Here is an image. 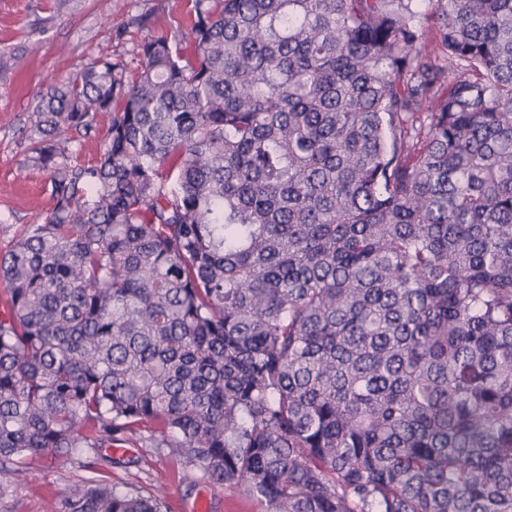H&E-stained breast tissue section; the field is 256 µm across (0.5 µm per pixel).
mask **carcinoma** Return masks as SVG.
<instances>
[{
    "label": "carcinoma",
    "mask_w": 512,
    "mask_h": 512,
    "mask_svg": "<svg viewBox=\"0 0 512 512\" xmlns=\"http://www.w3.org/2000/svg\"><path fill=\"white\" fill-rule=\"evenodd\" d=\"M421 2L194 0L135 80L50 83L52 204L0 255L16 475L147 425L266 512H512V0Z\"/></svg>",
    "instance_id": "carcinoma-1"
}]
</instances>
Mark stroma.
<instances>
[{"instance_id":"35a3bbf8","label":"stroma","mask_w":512,"mask_h":512,"mask_svg":"<svg viewBox=\"0 0 512 512\" xmlns=\"http://www.w3.org/2000/svg\"><path fill=\"white\" fill-rule=\"evenodd\" d=\"M193 0H0V250L25 225L41 223L51 206L49 176L35 166L27 138L36 96L99 51L111 52L135 78L138 44L151 34L185 26ZM24 479L0 465V512H44L77 483L105 479L121 490L162 492L167 512H265L240 487L185 478L184 454L155 448L139 434L123 450L48 453L26 460Z\"/></svg>"}]
</instances>
